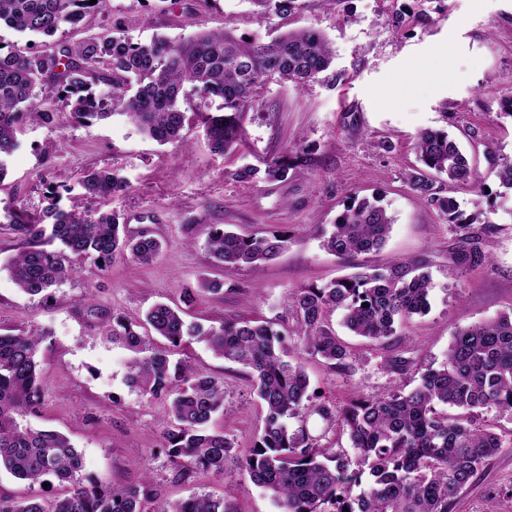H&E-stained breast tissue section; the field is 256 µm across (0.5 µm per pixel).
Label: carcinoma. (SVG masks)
<instances>
[{
	"instance_id": "carcinoma-1",
	"label": "carcinoma",
	"mask_w": 512,
	"mask_h": 512,
	"mask_svg": "<svg viewBox=\"0 0 512 512\" xmlns=\"http://www.w3.org/2000/svg\"><path fill=\"white\" fill-rule=\"evenodd\" d=\"M247 2L263 24L290 14L298 0ZM104 6L105 0L94 5L88 0H0V24L51 37L65 24L79 26ZM333 59L330 42L313 29L264 40L237 36L229 25L220 32L148 43L108 28L75 45L47 42L30 53L0 52V177L24 120L53 122V111L37 92L44 84L79 120L91 122L117 111L161 145L182 142L186 114L181 102L189 86L205 103L222 100L219 111L202 114L203 136L212 152L229 155L239 149L244 112L260 88L270 81L305 85L321 74L334 83L338 75L329 73ZM413 149L423 168L405 173L404 182L414 194L461 229L480 218L490 223L492 203L467 216L445 194L446 187L469 181L478 196L476 205L486 196L468 157L447 131L420 132ZM306 155L303 150L286 153L262 170L243 165L235 175L251 178L262 171L268 181H284ZM496 167L499 185L512 190V161L504 158ZM78 184L84 196L99 199L128 187L111 168H90ZM65 192L70 188L64 184L51 187L36 217L21 207L8 213L21 245L8 270L24 293L38 295L71 274V255L93 257L106 267L117 259L145 264L162 252L157 237L147 230L131 231L115 213L64 210ZM393 223L379 200L351 197L331 228H311L324 249L344 258L380 250ZM55 241L63 249L45 248ZM290 241L288 231L280 228L243 235L216 225L208 251L226 268H257L284 252ZM462 241L459 264L474 270L486 263L474 237ZM431 290L421 263L396 260L289 293L295 327L286 334L242 317L226 316L219 325L205 327L157 303L139 321L112 315L106 339L130 352L127 387L149 400L164 397L161 450L176 475L220 480L234 462L245 479L270 494L279 512H451L461 489L503 448L502 436L480 424L479 415L495 411L512 416V311L457 330L438 367L418 368L415 360L399 353L387 357L384 367L390 372L418 369L419 384L345 406L318 400L309 392L303 366L286 359L289 337L296 349L346 372L349 353L328 321L329 312L342 310L350 332L382 346L429 310ZM155 336L171 347L188 339L204 342L218 357L246 369L263 411V427L252 448L243 453L224 430L208 428L224 412V379L201 373L186 361L171 364L168 351L155 345ZM46 338L45 332L0 335V469L32 486L53 480L62 493L50 501L35 493L21 501L1 496L0 512H234L224 498L207 493L167 501L146 473L135 483L112 487L84 478L83 456L68 436L26 421L43 402L36 356ZM441 405L461 413L449 414ZM314 415L326 429L349 434L354 457L324 444L325 435L309 432L307 421ZM366 467L370 480L365 484Z\"/></svg>"
}]
</instances>
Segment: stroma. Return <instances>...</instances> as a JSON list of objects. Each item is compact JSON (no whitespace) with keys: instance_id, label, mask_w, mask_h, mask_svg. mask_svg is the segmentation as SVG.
Masks as SVG:
<instances>
[{"instance_id":"35a3bbf8","label":"stroma","mask_w":512,"mask_h":512,"mask_svg":"<svg viewBox=\"0 0 512 512\" xmlns=\"http://www.w3.org/2000/svg\"><path fill=\"white\" fill-rule=\"evenodd\" d=\"M228 23L265 39L295 28L320 31L335 53L336 83L263 86L256 106L244 114V141L228 156L210 152L191 102L184 106V142L177 147L143 137L119 115L77 122L62 102L54 126L26 120L0 177V333L47 332L37 355L45 399L29 422L67 434L83 455L84 475L105 485L133 482L144 461L163 498L209 493L239 512H277L267 494L239 477L176 475L160 451L161 401L126 387V353L104 341L102 330L113 314L134 320L158 302L184 304L189 320L207 326L227 316L277 323L287 319L294 290L347 276L358 265L423 261L433 281L431 309L410 321L403 338H391L385 349L368 346L342 326L336 310L329 322L352 353L350 371L303 359L311 391L339 405L390 385L417 384V372L383 370L388 349L438 364L458 329L511 311L512 191L501 189L485 149L512 159V118L502 113L512 100V0H300L294 14L267 24L258 23L248 0H106L81 27H61L53 40L72 44L105 27L141 41L178 39ZM425 128L455 137L497 195L491 226L471 227L491 258L483 269L469 273L456 263L460 230L404 182L417 163L413 143ZM384 140L391 151L380 149ZM298 149L310 160L290 169L284 181L234 175L242 165L260 167ZM91 167L120 170L128 190L105 200L81 196L75 185ZM58 183L73 188L62 200L66 208L109 210L130 229L148 228L166 243L161 255L148 265L118 261L105 267L78 258L76 273L47 293L22 292L7 270L19 244L5 217L18 207L37 212L48 187ZM372 195L382 197L394 218L381 251L341 259L310 235V225L332 223L348 198ZM214 224L242 234L282 226L292 241L262 267L220 269L206 248ZM203 276L223 281V293L199 290ZM188 288L194 298L187 303ZM174 357L223 378L231 412L214 425L239 447H250L263 414L250 400L242 367L196 341ZM453 512H512V447L461 490Z\"/></svg>"}]
</instances>
